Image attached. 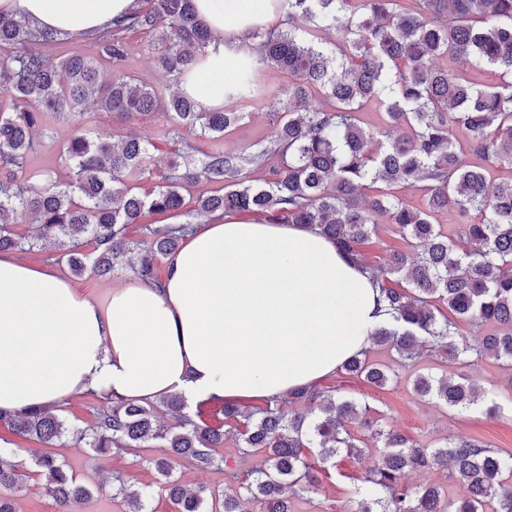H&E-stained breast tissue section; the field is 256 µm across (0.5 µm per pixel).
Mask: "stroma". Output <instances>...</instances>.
Here are the masks:
<instances>
[{"label": "stroma", "instance_id": "stroma-1", "mask_svg": "<svg viewBox=\"0 0 512 512\" xmlns=\"http://www.w3.org/2000/svg\"><path fill=\"white\" fill-rule=\"evenodd\" d=\"M58 254V249L47 248L23 253L22 258L36 267L53 268L59 276L70 280L78 291L100 304L106 303L113 288L133 277L131 270L125 266L108 277H75L64 263L58 262ZM477 374L485 387L495 389L502 395L498 415H487L480 405L460 413L444 408L435 401L421 400L413 394L410 384L404 379L376 389L337 373L323 378L321 384L336 388L342 395L369 396L375 418L393 425L421 445H432L444 436L453 435L478 439L491 447L512 453V401L506 398L508 391L512 390V379L493 360L481 363ZM53 451L65 460L87 486L94 488L95 493L86 503L85 512H125L124 504L96 490L102 475L110 470L129 473L136 489L153 490L154 495L149 503L151 512H175L173 504L156 491L159 476L149 462L154 454L153 449L140 448L127 454L102 457L91 449L75 446L71 439L65 438L54 445ZM374 462V457L365 456L358 460H344L338 468L328 469L314 497L302 494L293 498L294 512H345L356 498L357 477L372 468Z\"/></svg>", "mask_w": 512, "mask_h": 512}]
</instances>
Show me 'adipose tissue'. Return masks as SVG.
Here are the masks:
<instances>
[{"label":"adipose tissue","mask_w":512,"mask_h":512,"mask_svg":"<svg viewBox=\"0 0 512 512\" xmlns=\"http://www.w3.org/2000/svg\"><path fill=\"white\" fill-rule=\"evenodd\" d=\"M195 0L214 36L180 81L223 106L224 60L272 10ZM133 0H0V13L93 33ZM389 319L379 287L317 229L227 214L186 237L160 284L131 280L107 307L49 269L0 254V410L20 413L95 389L114 400L281 398L368 349Z\"/></svg>","instance_id":"1"}]
</instances>
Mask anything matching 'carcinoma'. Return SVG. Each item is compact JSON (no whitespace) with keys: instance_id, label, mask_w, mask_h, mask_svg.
Here are the masks:
<instances>
[{"instance_id":"obj_1","label":"carcinoma","mask_w":512,"mask_h":512,"mask_svg":"<svg viewBox=\"0 0 512 512\" xmlns=\"http://www.w3.org/2000/svg\"><path fill=\"white\" fill-rule=\"evenodd\" d=\"M275 9L280 24L247 34L248 55L236 60L224 85L226 97L266 108L272 137L233 153L224 151V137L247 113L209 110L178 91L213 40L194 0H136L128 15L95 35L37 29L0 14V46L10 47L0 55V252L66 239L70 247L58 261L75 276H107L121 264L156 281L182 238L216 216L311 225L378 281L392 318L372 334L389 362L365 352L341 369L382 389L421 358L439 356L454 364L452 372L416 374L417 397L458 411L484 400L488 413L497 412V394L473 370L494 359L512 372V0H277ZM135 33L168 76L166 90L125 68ZM73 40L89 43L91 54L51 56ZM267 68L287 74L288 87H266L260 74ZM493 69L503 81L488 86L481 76ZM372 110L381 117L374 125L361 118ZM98 112L126 126L157 114L166 123L143 136L115 128L106 140L96 132ZM49 115L71 128L58 148L61 174L32 162L38 147L53 144ZM185 126L197 140L180 136ZM170 141L180 144L182 163L147 190L149 151ZM269 161L272 176L251 179L252 166ZM202 184L212 190L185 208L183 192ZM403 186L419 188L421 205L399 198ZM444 211L456 212V230L434 223ZM153 213L183 222L147 226L144 239L130 240L128 228ZM379 216L411 251L373 266L363 262L361 246ZM27 223L39 225L32 239L16 231ZM87 239L90 254L80 251ZM463 323L488 331L461 346ZM287 402L305 406L306 414H285ZM184 408L178 393L156 404L114 401L94 426L78 431L54 404L0 412V428L46 444L69 435L101 454L156 448L158 490L176 512H292L290 497L319 490L306 448L333 466L338 457L375 450L377 463L359 479L351 512H512L511 453L448 435L418 446L374 420L365 400L303 387L253 413L226 402L217 426ZM226 426L242 454L257 457L250 468L227 465L219 452ZM180 460L198 470L224 469V494L186 489L172 478ZM34 465L28 475L0 458V512H17L11 495L31 480L52 495L57 512H79L93 495L55 455L44 453ZM431 470L455 481L454 500L437 484L405 482L409 472ZM105 482L129 512H148L152 492L133 489L119 471Z\"/></svg>"}]
</instances>
